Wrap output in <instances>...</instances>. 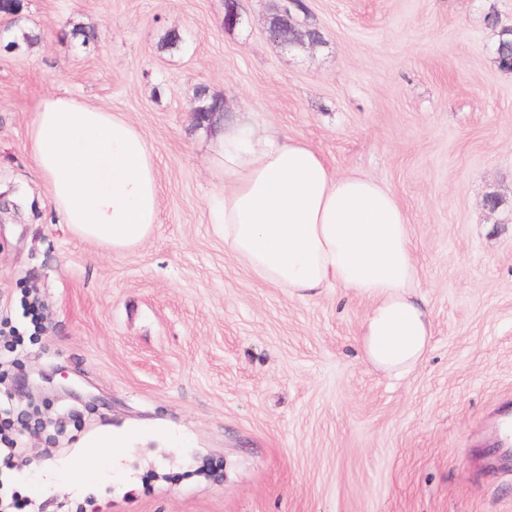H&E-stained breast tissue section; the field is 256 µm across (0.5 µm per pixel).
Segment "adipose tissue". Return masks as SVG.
Segmentation results:
<instances>
[{"label":"adipose tissue","mask_w":512,"mask_h":512,"mask_svg":"<svg viewBox=\"0 0 512 512\" xmlns=\"http://www.w3.org/2000/svg\"><path fill=\"white\" fill-rule=\"evenodd\" d=\"M29 141L59 220L74 234L115 250L151 236L159 173L135 125L58 91L41 99ZM212 165L224 189L210 220L256 280L300 296L341 288L367 298L364 358L385 375L405 376L426 360L433 324L411 227L389 188L338 174L306 142L246 122L218 132Z\"/></svg>","instance_id":"ef3b65f1"}]
</instances>
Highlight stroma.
I'll use <instances>...</instances> for the list:
<instances>
[{
    "mask_svg": "<svg viewBox=\"0 0 512 512\" xmlns=\"http://www.w3.org/2000/svg\"><path fill=\"white\" fill-rule=\"evenodd\" d=\"M21 0L35 35L0 50V321L25 341L0 382L49 422L26 432L21 472L0 461V502L23 512H512V73L494 47L512 0H303L317 45L267 33L272 0ZM100 30L81 45L73 27ZM182 41L170 49L168 31ZM65 88L145 135L158 222L115 252L60 224L29 129ZM221 97L198 125L199 89ZM305 140L338 173L403 206L431 351L409 376L364 359L368 299L297 296L256 281L210 223L220 125ZM497 195V208L486 199ZM37 289L29 340L19 300ZM97 449L82 488L70 480Z\"/></svg>",
    "mask_w": 512,
    "mask_h": 512,
    "instance_id": "obj_1",
    "label": "stroma"
}]
</instances>
